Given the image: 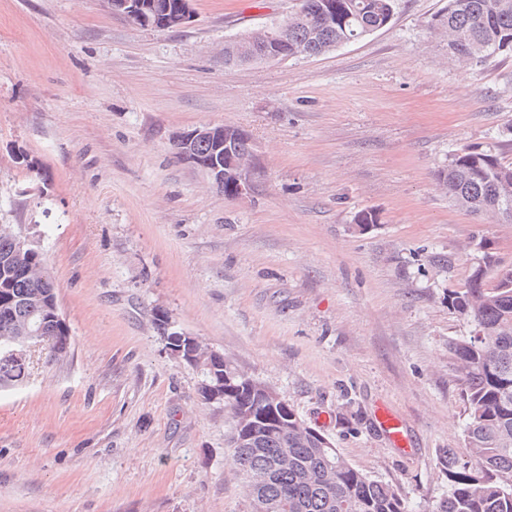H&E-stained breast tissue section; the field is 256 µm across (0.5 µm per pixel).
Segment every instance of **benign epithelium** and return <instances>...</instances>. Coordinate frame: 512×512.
Masks as SVG:
<instances>
[{"instance_id":"7a95c632","label":"benign epithelium","mask_w":512,"mask_h":512,"mask_svg":"<svg viewBox=\"0 0 512 512\" xmlns=\"http://www.w3.org/2000/svg\"><path fill=\"white\" fill-rule=\"evenodd\" d=\"M112 11L120 12L137 20L141 27L158 29L182 28L193 21L192 0H156L151 11L141 10L138 0H107ZM259 41L235 38L229 40L234 57L243 61H275L280 57V46L287 42L288 24L254 32ZM251 138L243 128L230 125H203L173 137V146L180 151V161L206 173L217 188L229 185L233 194L242 197L251 191L253 183V159L238 154L235 145ZM214 144L213 157L203 160L196 152L199 142ZM41 339L40 331L23 321L15 322L9 342L0 346V360L6 363H21L26 359L27 349ZM199 338L186 333L180 334L178 346H166L168 354L179 362L196 363L194 348Z\"/></svg>"}]
</instances>
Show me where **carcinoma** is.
Listing matches in <instances>:
<instances>
[{"mask_svg":"<svg viewBox=\"0 0 512 512\" xmlns=\"http://www.w3.org/2000/svg\"><path fill=\"white\" fill-rule=\"evenodd\" d=\"M397 0H299L288 19L280 59L318 56L387 27ZM434 27L448 37V53L471 65L512 52V0H448ZM453 203L470 213L497 214L512 205V163L493 148L464 146L437 171ZM0 230V337L12 317L45 324L48 361L70 348L66 323L49 319L37 296L57 303L54 280L32 243L19 246ZM448 307L471 323L472 334L448 340V363L467 407L464 429L469 459L442 452L448 494L430 512H512V264L486 263L465 286L448 293ZM201 382L224 379L226 445L242 475L248 512H407L398 487L349 464L288 404L271 405L230 363L197 366ZM26 364H0V387L23 380ZM288 449V464L281 461ZM264 482L256 489L250 476Z\"/></svg>","mask_w":512,"mask_h":512,"instance_id":"cac0c4a2","label":"carcinoma"}]
</instances>
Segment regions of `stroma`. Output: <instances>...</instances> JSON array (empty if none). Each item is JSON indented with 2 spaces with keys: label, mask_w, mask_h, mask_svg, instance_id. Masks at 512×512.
<instances>
[{
  "label": "stroma",
  "mask_w": 512,
  "mask_h": 512,
  "mask_svg": "<svg viewBox=\"0 0 512 512\" xmlns=\"http://www.w3.org/2000/svg\"><path fill=\"white\" fill-rule=\"evenodd\" d=\"M445 3L398 0L323 55L228 67L225 41L298 0H194L165 30L106 0H0V224L35 233L71 335L0 389V512H247L224 407L168 355L161 311L409 512L447 494L440 454L467 455L448 341L471 331L448 292L482 251L512 262V224L454 206L436 173L467 144L512 162V58L450 57L430 28ZM204 124L251 134L247 196L175 158ZM382 413L378 417V423L385 430L389 438L397 448L407 442V436L399 420L394 417L388 410L381 408Z\"/></svg>",
  "instance_id": "obj_1"
}]
</instances>
